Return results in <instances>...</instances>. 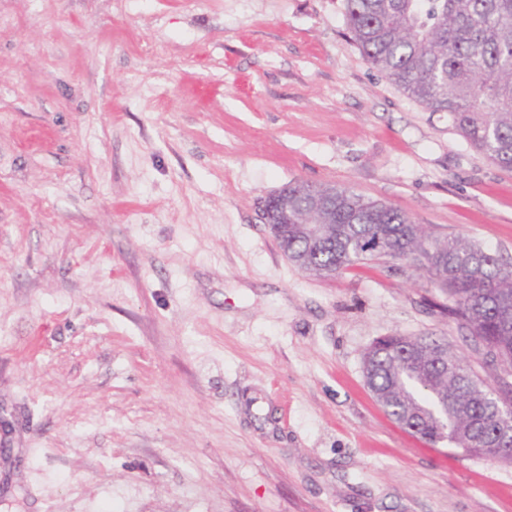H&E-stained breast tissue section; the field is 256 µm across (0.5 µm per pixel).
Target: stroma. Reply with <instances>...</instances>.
Returning a JSON list of instances; mask_svg holds the SVG:
<instances>
[{
    "label": "stroma",
    "instance_id": "obj_1",
    "mask_svg": "<svg viewBox=\"0 0 512 512\" xmlns=\"http://www.w3.org/2000/svg\"><path fill=\"white\" fill-rule=\"evenodd\" d=\"M336 185L512 263V169L368 64L344 0H0V512H512L428 446L378 337L498 381L407 261L302 271L263 218Z\"/></svg>",
    "mask_w": 512,
    "mask_h": 512
}]
</instances>
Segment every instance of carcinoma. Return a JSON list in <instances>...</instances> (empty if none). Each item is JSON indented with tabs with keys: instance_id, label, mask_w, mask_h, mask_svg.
<instances>
[{
	"instance_id": "carcinoma-1",
	"label": "carcinoma",
	"mask_w": 512,
	"mask_h": 512,
	"mask_svg": "<svg viewBox=\"0 0 512 512\" xmlns=\"http://www.w3.org/2000/svg\"><path fill=\"white\" fill-rule=\"evenodd\" d=\"M354 43L374 68L431 112H446L477 151L512 169V0H345ZM288 236L280 249L304 271L325 275L380 258L419 263L453 302L449 312L473 349L512 364V264L463 238L420 234L411 217L336 188L332 201L307 186L288 192ZM321 225L309 245L300 224ZM439 341L419 350L389 335L370 349V386L384 413L422 441L512 463L507 421L480 379L457 357L440 365Z\"/></svg>"
}]
</instances>
